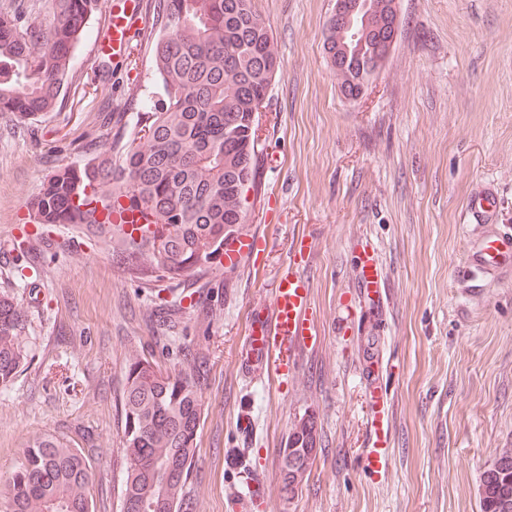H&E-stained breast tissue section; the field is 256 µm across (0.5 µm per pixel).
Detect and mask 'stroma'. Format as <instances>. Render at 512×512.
Here are the masks:
<instances>
[{"label":"stroma","mask_w":512,"mask_h":512,"mask_svg":"<svg viewBox=\"0 0 512 512\" xmlns=\"http://www.w3.org/2000/svg\"><path fill=\"white\" fill-rule=\"evenodd\" d=\"M113 0H101L74 49L63 106L32 123L0 113V294L20 299L30 366L0 387V478L33 436L69 441L94 465L95 512H121L125 469L119 396L132 354L200 370L204 405L182 512H481L480 480L512 448V276L464 266L476 241L512 228V0H400L385 69L345 101L327 63L332 0H254L280 69L260 117L261 189L247 233L256 259L157 292L118 261L53 227L21 255L26 204L111 108L127 127L161 94L152 41L122 65L98 50ZM489 189L497 212H467ZM374 253L385 290L366 294ZM295 268L311 288L317 344L286 382L239 366L257 309ZM386 394L390 465L366 469L365 427ZM317 422L318 453L292 500L279 451L295 420Z\"/></svg>","instance_id":"obj_1"}]
</instances>
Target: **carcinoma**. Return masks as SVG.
<instances>
[{
	"instance_id": "carcinoma-1",
	"label": "carcinoma",
	"mask_w": 512,
	"mask_h": 512,
	"mask_svg": "<svg viewBox=\"0 0 512 512\" xmlns=\"http://www.w3.org/2000/svg\"><path fill=\"white\" fill-rule=\"evenodd\" d=\"M162 98L126 137L108 117L86 131L104 147L81 165L59 164L27 203L36 232L17 243L31 251L47 242L43 228L68 224L98 250L121 261L147 286L171 288L188 275L224 267L214 249L202 266L191 260L224 225L244 233L248 209L237 187L259 190L261 144L247 141L246 121L270 98L278 60L265 20L252 0H141ZM393 0H370L348 57L336 60L343 27L327 22L324 50L340 94L356 97L376 69L377 36L392 31ZM98 0H0V112L35 120L60 109L72 52ZM20 301L0 294V386L28 360ZM125 471L121 512H181L194 463L203 405L194 371L134 355L120 399ZM312 416L295 421L287 444L306 466L280 470L292 499L317 455ZM93 468L81 450L52 434L27 442L23 460L0 491V512H94ZM482 512H512V448L483 474Z\"/></svg>"
}]
</instances>
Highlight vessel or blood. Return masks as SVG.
<instances>
[{
    "mask_svg": "<svg viewBox=\"0 0 512 512\" xmlns=\"http://www.w3.org/2000/svg\"><path fill=\"white\" fill-rule=\"evenodd\" d=\"M139 0H116L112 12V54L123 57L142 21ZM473 263L487 269L512 265V234L485 241L475 252ZM310 288L293 272L283 273L277 281L266 314L251 320L248 342L240 359L242 366L255 374L256 381L287 379L295 373L300 351L313 343L308 310Z\"/></svg>",
    "mask_w": 512,
    "mask_h": 512,
    "instance_id": "1",
    "label": "vessel or blood"
}]
</instances>
